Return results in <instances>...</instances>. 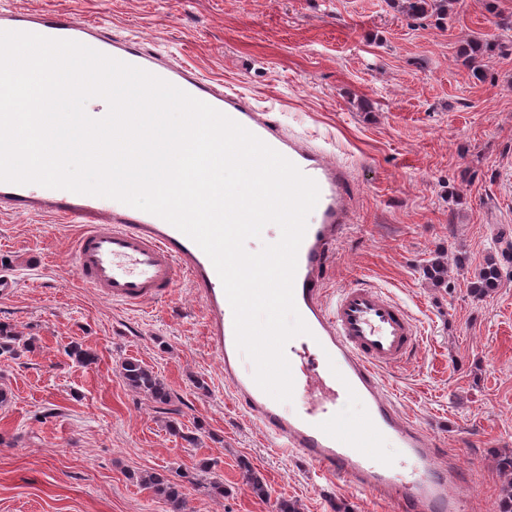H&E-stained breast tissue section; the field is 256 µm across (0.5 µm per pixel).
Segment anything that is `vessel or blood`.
Instances as JSON below:
<instances>
[{"label":"vessel or blood","mask_w":512,"mask_h":512,"mask_svg":"<svg viewBox=\"0 0 512 512\" xmlns=\"http://www.w3.org/2000/svg\"><path fill=\"white\" fill-rule=\"evenodd\" d=\"M0 31L74 40L142 68L235 120L316 181L319 198L307 219L294 278L295 304L310 332L285 347L295 408H284L256 384L253 363L236 346L233 310L212 261L162 218L111 198L2 181L0 213L50 214L77 225L68 263L83 287L106 300L131 307L162 301L189 280L202 302L207 344L221 361L224 384L272 449L292 452L321 478L344 479L396 504L399 512H467L450 492L467 480L466 470L453 456L439 463L426 430L401 417L378 374L380 367L407 361L417 342L412 317L376 287L353 284L326 295L327 272L353 225L346 205L349 168L199 68L145 49L135 37L112 36L102 24L67 11L12 12L0 13ZM349 399L368 408L353 427L338 420ZM388 441L409 461L408 471L381 460L379 450Z\"/></svg>","instance_id":"vessel-or-blood-1"}]
</instances>
